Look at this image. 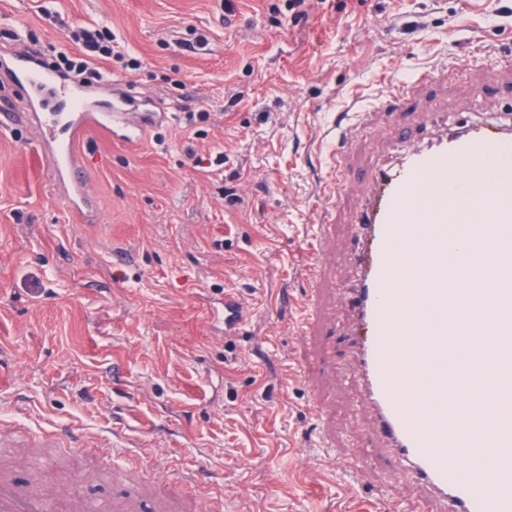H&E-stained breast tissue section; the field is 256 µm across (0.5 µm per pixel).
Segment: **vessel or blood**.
<instances>
[{
	"mask_svg": "<svg viewBox=\"0 0 512 512\" xmlns=\"http://www.w3.org/2000/svg\"><path fill=\"white\" fill-rule=\"evenodd\" d=\"M11 72L30 99L51 93L68 102L67 112L38 114L34 153L48 162L72 210L93 221L77 142L94 131L134 147L144 123L127 122L117 133L116 114L98 106L87 87L61 81L28 54L13 57ZM438 79V71L423 72L416 86L396 89L395 99L409 105ZM60 127L66 137L57 135ZM476 170L484 174L479 186L470 177ZM371 180L356 217L359 273L348 301L352 361L375 432L442 512H512V415L498 408L501 395L512 392V246L501 242L512 231V123L494 116L441 127L430 142L408 145L398 163L378 167ZM459 244L495 285L482 305L485 322L467 333L458 300L469 272L448 267V252ZM243 320L238 298L225 295V333ZM481 344L490 350L489 379L477 398L459 380L473 373L468 352ZM471 419L494 425L489 484L473 473L475 457L462 460L454 451L458 426ZM47 506L46 494L0 481V512Z\"/></svg>",
	"mask_w": 512,
	"mask_h": 512,
	"instance_id": "obj_1",
	"label": "vessel or blood"
}]
</instances>
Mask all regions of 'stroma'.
<instances>
[{
	"label": "stroma",
	"mask_w": 512,
	"mask_h": 512,
	"mask_svg": "<svg viewBox=\"0 0 512 512\" xmlns=\"http://www.w3.org/2000/svg\"><path fill=\"white\" fill-rule=\"evenodd\" d=\"M109 28L100 60L130 111L156 117L128 149L78 150L97 218L60 199L0 71V470L51 512H378L427 492L365 433L351 371L353 210L364 172L435 112L512 115V0H0V51L78 56L76 27ZM445 69L400 109L395 85ZM371 115L336 184L330 131ZM324 270H303L311 253ZM320 293L317 335L295 322ZM244 322L224 333V296ZM332 350L317 362L315 350ZM321 401L309 407L311 396ZM333 443V451L323 441ZM361 451L356 480L348 449Z\"/></svg>",
	"instance_id": "35a3bbf8"
}]
</instances>
